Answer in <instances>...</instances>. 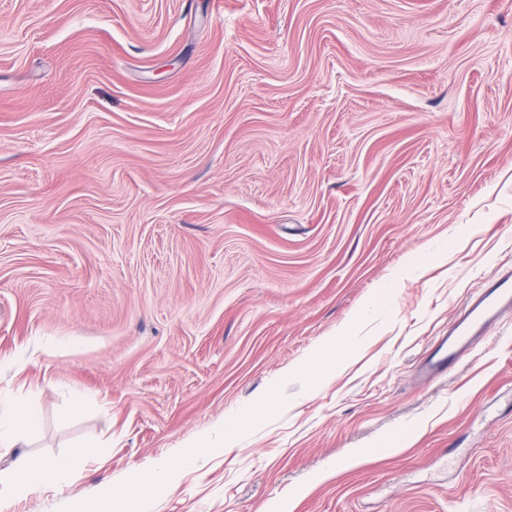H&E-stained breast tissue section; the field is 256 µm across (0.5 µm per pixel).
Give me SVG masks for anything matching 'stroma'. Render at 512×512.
Instances as JSON below:
<instances>
[{"mask_svg":"<svg viewBox=\"0 0 512 512\" xmlns=\"http://www.w3.org/2000/svg\"><path fill=\"white\" fill-rule=\"evenodd\" d=\"M503 269L512 0H0V470L99 445L11 512H512V316L420 373ZM36 420L37 411L29 399L0 396V447L12 448ZM175 471L170 466L162 464L146 473L133 472L121 490L114 491L110 486H103L96 488L92 495L106 500L107 510L104 512H132L129 510L130 505L142 500L146 486H168L174 479Z\"/></svg>","mask_w":512,"mask_h":512,"instance_id":"1","label":"stroma"}]
</instances>
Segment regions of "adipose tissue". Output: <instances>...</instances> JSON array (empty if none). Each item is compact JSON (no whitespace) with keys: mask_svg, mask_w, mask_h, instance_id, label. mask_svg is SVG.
Instances as JSON below:
<instances>
[{"mask_svg":"<svg viewBox=\"0 0 512 512\" xmlns=\"http://www.w3.org/2000/svg\"><path fill=\"white\" fill-rule=\"evenodd\" d=\"M37 419V411L30 400L0 398V447H12L15 441L30 430ZM94 443H86L73 454L33 463L21 456L15 459L7 472H0V512L8 508L18 490L34 493L48 488H60L70 479L75 464L95 454ZM175 471L162 464L149 472L137 471L130 475L121 490L111 487L96 488L95 496L104 498L108 512H130L132 503L142 500L146 486L166 487L172 483Z\"/></svg>","mask_w":512,"mask_h":512,"instance_id":"adipose-tissue-1","label":"adipose tissue"}]
</instances>
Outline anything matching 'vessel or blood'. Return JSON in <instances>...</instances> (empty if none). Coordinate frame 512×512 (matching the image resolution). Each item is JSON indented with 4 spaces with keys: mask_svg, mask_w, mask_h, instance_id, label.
<instances>
[{
    "mask_svg": "<svg viewBox=\"0 0 512 512\" xmlns=\"http://www.w3.org/2000/svg\"><path fill=\"white\" fill-rule=\"evenodd\" d=\"M512 310V271L506 270L486 281L480 293L461 310L446 345L435 346L424 358L425 374L443 372L469 350L473 337L483 335L507 311Z\"/></svg>",
    "mask_w": 512,
    "mask_h": 512,
    "instance_id": "vessel-or-blood-1",
    "label": "vessel or blood"
}]
</instances>
